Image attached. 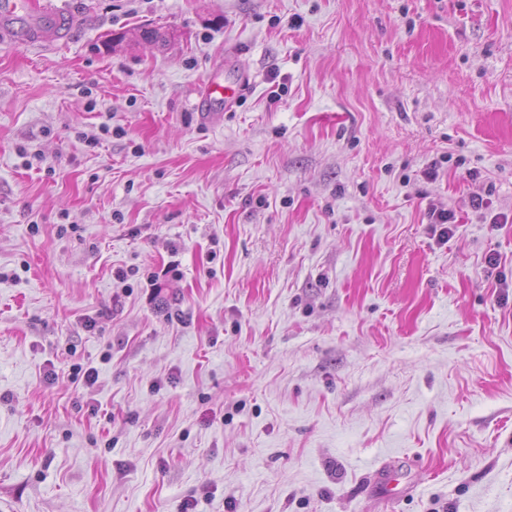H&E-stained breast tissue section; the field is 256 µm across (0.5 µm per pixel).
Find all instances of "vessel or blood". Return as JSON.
Returning a JSON list of instances; mask_svg holds the SVG:
<instances>
[{"instance_id":"b4317fda","label":"vessel or blood","mask_w":512,"mask_h":512,"mask_svg":"<svg viewBox=\"0 0 512 512\" xmlns=\"http://www.w3.org/2000/svg\"><path fill=\"white\" fill-rule=\"evenodd\" d=\"M65 28L56 12L40 4L39 0H0V38L16 45L52 41L63 36ZM250 80L246 75H222L213 71L206 80L195 104L202 119H210L215 111H231L246 94ZM380 497L390 498L406 493L396 467H381L372 475Z\"/></svg>"}]
</instances>
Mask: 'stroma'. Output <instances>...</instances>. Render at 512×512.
Instances as JSON below:
<instances>
[{"label": "stroma", "mask_w": 512, "mask_h": 512, "mask_svg": "<svg viewBox=\"0 0 512 512\" xmlns=\"http://www.w3.org/2000/svg\"><path fill=\"white\" fill-rule=\"evenodd\" d=\"M49 2L0 42V512H512V0ZM58 17L37 0H1L0 38L16 45L50 42L66 33ZM250 79L244 74L223 77L220 70L213 71L195 103L200 118L209 120L215 111L229 112L246 94ZM372 480L380 498H391L395 495H404L408 484L401 482V476L394 466L380 467L373 472Z\"/></svg>", "instance_id": "1"}]
</instances>
